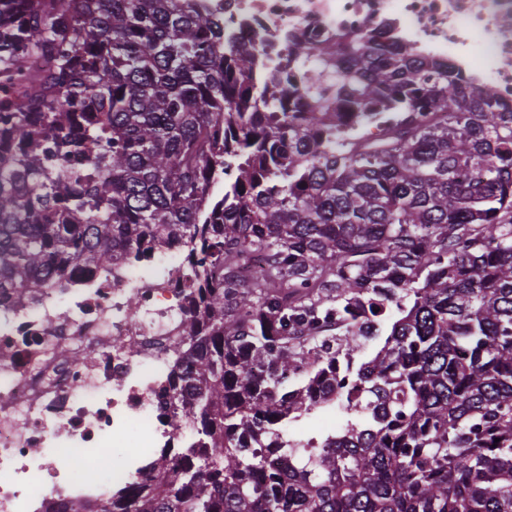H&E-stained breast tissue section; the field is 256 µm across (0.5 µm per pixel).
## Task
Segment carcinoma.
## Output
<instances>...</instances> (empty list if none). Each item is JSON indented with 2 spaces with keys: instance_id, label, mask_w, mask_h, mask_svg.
Returning a JSON list of instances; mask_svg holds the SVG:
<instances>
[{
  "instance_id": "cac0c4a2",
  "label": "carcinoma",
  "mask_w": 512,
  "mask_h": 512,
  "mask_svg": "<svg viewBox=\"0 0 512 512\" xmlns=\"http://www.w3.org/2000/svg\"><path fill=\"white\" fill-rule=\"evenodd\" d=\"M288 57L251 84L205 0H0V288L185 253L194 437L70 512H512V108L368 35ZM342 425V412L338 406L332 405L301 417L297 421L288 422L284 430L290 438H304L337 432Z\"/></svg>"
}]
</instances>
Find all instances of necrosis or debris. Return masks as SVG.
I'll list each match as a JSON object with an SVG mask.
<instances>
[{
  "label": "necrosis or debris",
  "instance_id": "1",
  "mask_svg": "<svg viewBox=\"0 0 512 512\" xmlns=\"http://www.w3.org/2000/svg\"><path fill=\"white\" fill-rule=\"evenodd\" d=\"M224 32L257 46L266 71H287L293 36L372 30L490 82L512 106V0H212ZM180 244L117 275L73 265L56 288L0 289V512H65L76 499L138 480L149 450L178 446L163 394L166 344L182 335L185 285L167 267ZM74 448L61 461L62 447ZM127 449L103 479L86 456Z\"/></svg>",
  "mask_w": 512,
  "mask_h": 512
}]
</instances>
